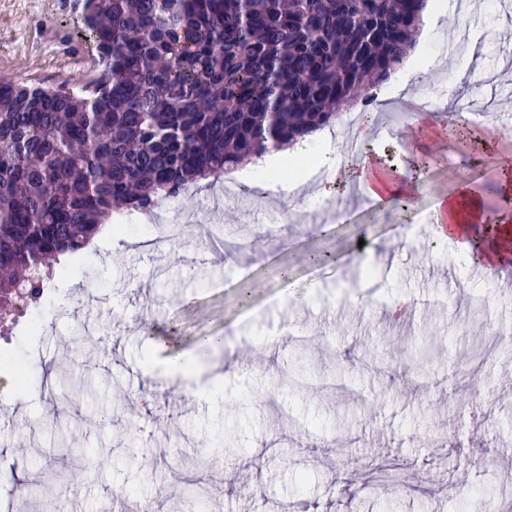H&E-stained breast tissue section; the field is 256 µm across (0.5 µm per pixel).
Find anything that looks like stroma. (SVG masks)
I'll list each match as a JSON object with an SVG mask.
<instances>
[{"label":"stroma","mask_w":512,"mask_h":512,"mask_svg":"<svg viewBox=\"0 0 512 512\" xmlns=\"http://www.w3.org/2000/svg\"><path fill=\"white\" fill-rule=\"evenodd\" d=\"M438 3L418 51L441 65L401 98L463 94V70L486 76L483 100L512 95V42L500 37L512 16L498 0L472 11ZM81 13V0H0V80L96 81ZM463 31L469 52L449 57L445 44ZM445 124L402 114L391 135L386 116H373L366 153L408 170L411 150L433 155ZM492 128H473L491 145L481 166H466L468 144L429 170L410 224L392 206L358 202L311 223L325 201L291 189L286 169L273 190L241 183L231 199L223 182L199 181L126 225L125 240L102 237L69 258L39 334L23 319L0 336L32 392L14 401L0 379V462L15 512H41L54 481L71 486L67 512H121L127 500L184 512L168 490L181 473L208 488L196 512H237L244 501L252 512L297 503L305 512H512V292L502 287L512 266L479 274L455 242L437 240L432 210L456 181L483 183L512 159V131ZM174 224L181 234L171 239ZM216 234L237 242L231 262L186 263ZM284 268L307 284L302 298L283 297ZM243 270L245 302L234 286ZM406 300L415 309L394 319ZM457 309L470 315L465 327L451 322ZM203 332L226 347L200 355L202 374L229 351L240 362L224 373L221 403L194 397L179 378L149 388V370L172 351L198 355ZM120 390L141 400L136 413L115 400Z\"/></svg>","instance_id":"stroma-1"}]
</instances>
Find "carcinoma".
Instances as JSON below:
<instances>
[{"label": "carcinoma", "instance_id": "carcinoma-1", "mask_svg": "<svg viewBox=\"0 0 512 512\" xmlns=\"http://www.w3.org/2000/svg\"><path fill=\"white\" fill-rule=\"evenodd\" d=\"M425 4L84 0L99 81L0 82V333L100 226L374 104Z\"/></svg>", "mask_w": 512, "mask_h": 512}]
</instances>
